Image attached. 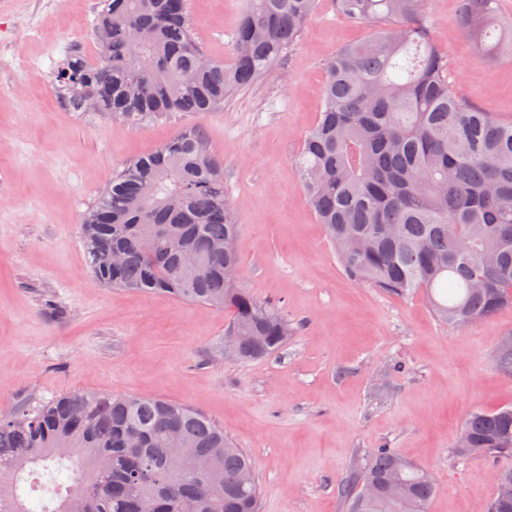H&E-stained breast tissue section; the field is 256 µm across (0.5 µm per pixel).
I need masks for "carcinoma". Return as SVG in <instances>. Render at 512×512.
Returning a JSON list of instances; mask_svg holds the SVG:
<instances>
[{"label": "carcinoma", "mask_w": 512, "mask_h": 512, "mask_svg": "<svg viewBox=\"0 0 512 512\" xmlns=\"http://www.w3.org/2000/svg\"><path fill=\"white\" fill-rule=\"evenodd\" d=\"M93 62L69 59L55 86L77 112L94 100L133 128L181 112H213L273 72L317 0H246L231 58L207 55L187 0H103ZM496 0H463L475 59L512 42ZM371 38L324 65L323 111L297 159L302 186L345 272L395 295L424 293L441 320L477 323L512 305V122L455 89L448 55L429 37L423 0H336ZM239 220L224 162L198 127L112 176L82 220L92 276L104 287L226 311L237 360L278 351L288 320L240 284ZM465 448L500 462L509 479L491 501L512 512V405L476 409ZM0 512H259L251 458L224 428L185 404L74 391L0 416ZM432 475L389 448L373 451L338 487L348 512H426Z\"/></svg>", "instance_id": "cac0c4a2"}]
</instances>
